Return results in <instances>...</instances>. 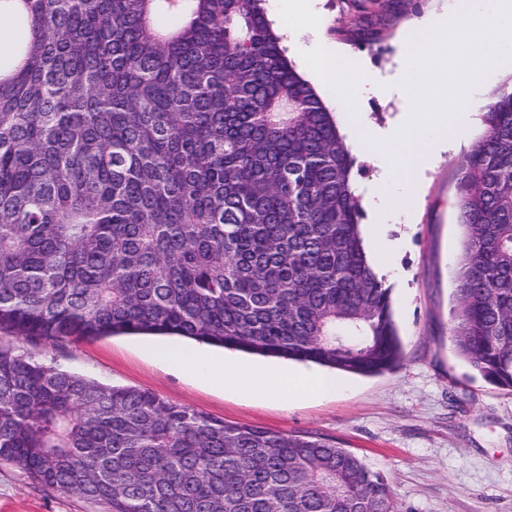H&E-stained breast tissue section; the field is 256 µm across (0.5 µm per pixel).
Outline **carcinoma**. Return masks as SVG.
Returning <instances> with one entry per match:
<instances>
[{"mask_svg":"<svg viewBox=\"0 0 512 512\" xmlns=\"http://www.w3.org/2000/svg\"><path fill=\"white\" fill-rule=\"evenodd\" d=\"M265 0H0V332L179 336L375 375L402 357L355 159ZM458 161L450 334L512 388V89ZM0 460L108 512H394L327 439L227 423L0 340Z\"/></svg>","mask_w":512,"mask_h":512,"instance_id":"obj_1","label":"carcinoma"}]
</instances>
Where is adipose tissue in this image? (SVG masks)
I'll list each match as a JSON object with an SVG mask.
<instances>
[{
    "label": "adipose tissue",
    "mask_w": 512,
    "mask_h": 512,
    "mask_svg": "<svg viewBox=\"0 0 512 512\" xmlns=\"http://www.w3.org/2000/svg\"><path fill=\"white\" fill-rule=\"evenodd\" d=\"M155 358L188 368L194 379L209 384H229L246 394L270 391L283 401L303 397L333 398L343 393L347 380L334 372L302 373L268 368L234 357L213 356L186 345L162 344L153 349Z\"/></svg>",
    "instance_id": "adipose-tissue-1"
}]
</instances>
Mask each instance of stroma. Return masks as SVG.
<instances>
[{
    "label": "stroma",
    "mask_w": 512,
    "mask_h": 512,
    "mask_svg": "<svg viewBox=\"0 0 512 512\" xmlns=\"http://www.w3.org/2000/svg\"><path fill=\"white\" fill-rule=\"evenodd\" d=\"M320 36L343 46L371 75L375 94L363 102L370 124L396 127L410 102L396 93L404 73L400 35L448 0H318ZM484 131L460 126V146L424 171L409 224L384 222L403 239L391 285L402 362L356 376L330 399L284 403L191 379L158 362L147 335L71 341L58 347L12 340L16 354L55 362L104 384L157 394L227 422L287 435H316L359 456L388 481L396 512H512V389L494 385L458 357L449 333L455 270L464 233L454 208L456 162ZM0 512H104L103 505L32 483L0 462Z\"/></svg>",
    "instance_id": "35a3bbf8"
}]
</instances>
